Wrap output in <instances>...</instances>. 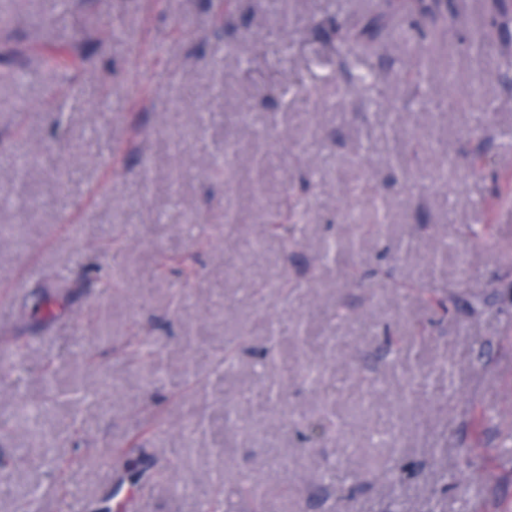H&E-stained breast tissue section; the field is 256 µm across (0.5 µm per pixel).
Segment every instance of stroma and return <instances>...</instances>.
<instances>
[{"instance_id":"stroma-1","label":"stroma","mask_w":512,"mask_h":512,"mask_svg":"<svg viewBox=\"0 0 512 512\" xmlns=\"http://www.w3.org/2000/svg\"><path fill=\"white\" fill-rule=\"evenodd\" d=\"M457 2L459 45L440 46L425 92L398 42L360 56L378 94L313 33L329 0H235L224 39L242 51L219 68L217 0H8L0 75L23 81L0 82V512L32 493L38 512L128 500L199 512L215 485L231 512H252L247 478L267 487L262 512H512V207L492 203L512 191L499 138L512 77L497 52L464 47L494 0ZM59 47L79 58L63 76L42 63ZM479 123L485 137L467 141ZM462 149L486 164L464 173ZM305 176L288 244L270 217ZM470 224L489 225L499 250L470 240ZM329 244L340 262H321ZM184 253L192 274H154L159 256ZM76 264L121 271L124 285L99 290ZM427 293L480 294L493 313L443 318ZM337 305L343 319L321 318ZM134 327L150 361L122 353ZM228 342L227 373L214 353ZM328 389L333 424L301 445L293 417L320 422ZM388 429L403 442L400 477L375 445ZM258 430L287 468L259 452ZM48 442L72 462L62 477ZM127 448L145 472L133 486L116 462ZM334 460V488L313 501Z\"/></svg>"}]
</instances>
